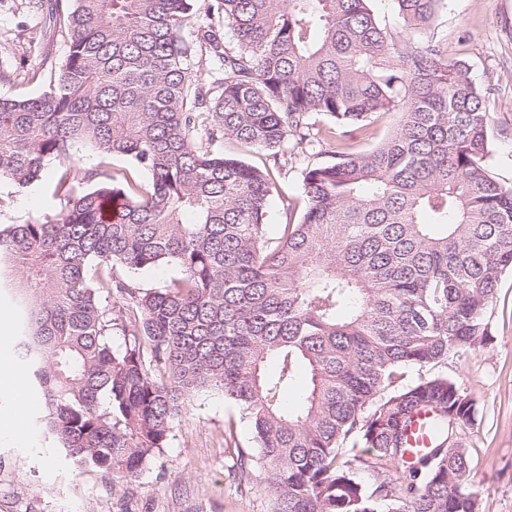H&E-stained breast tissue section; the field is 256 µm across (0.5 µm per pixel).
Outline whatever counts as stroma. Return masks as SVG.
<instances>
[{"instance_id": "obj_1", "label": "stroma", "mask_w": 512, "mask_h": 512, "mask_svg": "<svg viewBox=\"0 0 512 512\" xmlns=\"http://www.w3.org/2000/svg\"><path fill=\"white\" fill-rule=\"evenodd\" d=\"M449 57L468 61L477 81L493 86L491 171L512 185V0H447L431 27ZM68 52L64 34L45 36L25 0H0V97L31 98L47 89L50 75ZM226 154L273 170L266 222L270 237L297 222L305 205L302 173L328 161L327 153L294 150L274 167L266 152L228 140ZM57 160L47 161L38 180L18 188L0 180V225L43 219L61 207L55 192ZM492 339L482 351L450 357L440 367L472 399L473 425L460 441L467 447L471 482L480 512H512V273L499 284L488 312ZM19 443L0 435V512H273L274 500L260 470L247 481L233 475L224 452V422L233 407L223 394L191 398L175 423L168 448L137 480L112 479L101 469L78 466L43 431L45 401L31 393Z\"/></svg>"}]
</instances>
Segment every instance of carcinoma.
<instances>
[{
  "label": "carcinoma",
  "instance_id": "obj_1",
  "mask_svg": "<svg viewBox=\"0 0 512 512\" xmlns=\"http://www.w3.org/2000/svg\"><path fill=\"white\" fill-rule=\"evenodd\" d=\"M70 2L27 0L69 50L39 96L0 97V179L25 188L47 161L64 164V207L0 229V291L20 310L16 347L45 430L74 463L136 480L186 400L218 391L257 443L233 449L237 474L263 471L274 512H479L457 438L473 402L434 371L488 345L512 271V186L489 171L490 89L470 64L433 36L396 42L370 0ZM444 4L396 0L414 33ZM201 10L234 46L210 21L184 36ZM390 112L393 131L353 150ZM324 139L335 161L304 170L298 222L268 238L271 174L224 141L276 155ZM84 146L99 162L76 194ZM114 156L129 165L118 176ZM159 265L179 271L163 289L114 276ZM424 408L431 447L407 469Z\"/></svg>",
  "mask_w": 512,
  "mask_h": 512
}]
</instances>
